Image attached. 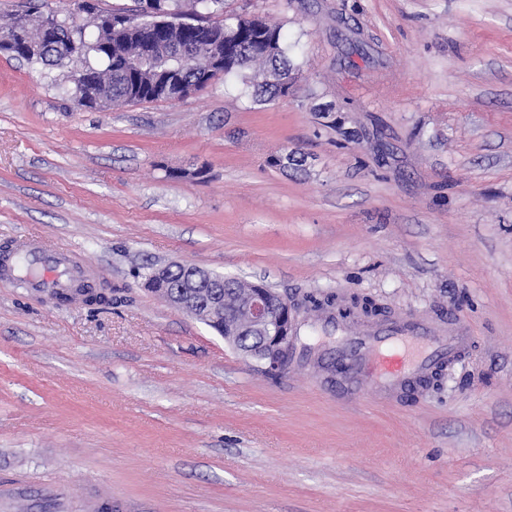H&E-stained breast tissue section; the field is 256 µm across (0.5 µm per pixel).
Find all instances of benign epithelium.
I'll list each match as a JSON object with an SVG mask.
<instances>
[{
	"mask_svg": "<svg viewBox=\"0 0 512 512\" xmlns=\"http://www.w3.org/2000/svg\"><path fill=\"white\" fill-rule=\"evenodd\" d=\"M146 285L192 317L215 320L224 315V308L213 298V289L224 287V277L200 267L186 263L156 266L146 276ZM236 286L248 293L236 312L237 320L224 321V341L270 371L285 370L296 341L298 304L273 288H257L239 278Z\"/></svg>",
	"mask_w": 512,
	"mask_h": 512,
	"instance_id": "benign-epithelium-1",
	"label": "benign epithelium"
}]
</instances>
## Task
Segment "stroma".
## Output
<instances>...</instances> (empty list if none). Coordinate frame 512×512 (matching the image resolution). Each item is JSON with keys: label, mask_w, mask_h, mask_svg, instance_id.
<instances>
[{"label": "stroma", "mask_w": 512, "mask_h": 512, "mask_svg": "<svg viewBox=\"0 0 512 512\" xmlns=\"http://www.w3.org/2000/svg\"><path fill=\"white\" fill-rule=\"evenodd\" d=\"M224 11L282 26L287 96L88 109L0 53V247L73 250L112 298L0 284V512H512V0ZM171 262L451 309L472 344L413 399H340L320 323L265 373L144 287Z\"/></svg>", "instance_id": "1"}]
</instances>
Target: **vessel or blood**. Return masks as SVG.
Instances as JSON below:
<instances>
[{
    "instance_id": "vessel-or-blood-1",
    "label": "vessel or blood",
    "mask_w": 512,
    "mask_h": 512,
    "mask_svg": "<svg viewBox=\"0 0 512 512\" xmlns=\"http://www.w3.org/2000/svg\"><path fill=\"white\" fill-rule=\"evenodd\" d=\"M15 251L39 258L41 273L33 277V287L54 292L69 288L66 252L47 248L33 235L19 239ZM320 320L325 333L336 337V391L340 394L357 380L377 398L391 399L463 355L471 343L470 322L461 316L450 318L440 329L411 317L358 330L337 313H323Z\"/></svg>"
}]
</instances>
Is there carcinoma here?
<instances>
[{
	"mask_svg": "<svg viewBox=\"0 0 512 512\" xmlns=\"http://www.w3.org/2000/svg\"><path fill=\"white\" fill-rule=\"evenodd\" d=\"M222 4L223 0H153L133 12H104L93 0H66L64 7L55 9L42 3L33 13L0 26V52L43 70L69 69L75 98L87 107L94 83L105 86L104 99L109 104L167 99L159 88L164 72L175 62L166 59V52L181 44L193 45V53L182 61L181 75L188 87L202 90L209 86L203 75L210 61L219 56L224 58L222 74H247L256 101L271 102L284 95L283 81L294 74V67L281 27L270 25L260 32L240 16H228L222 23L211 21L210 9ZM83 13L95 16L96 28L102 29L108 48L85 41L83 29L72 21ZM47 27L56 28L60 35L33 53L19 44L18 37L7 41L15 31L30 29L35 40ZM146 41L164 45V52L158 55L163 63L151 68L130 66L129 57ZM240 295L234 278L224 277L226 312L236 308Z\"/></svg>",
	"mask_w": 512,
	"mask_h": 512,
	"instance_id": "carcinoma-1",
	"label": "carcinoma"
}]
</instances>
